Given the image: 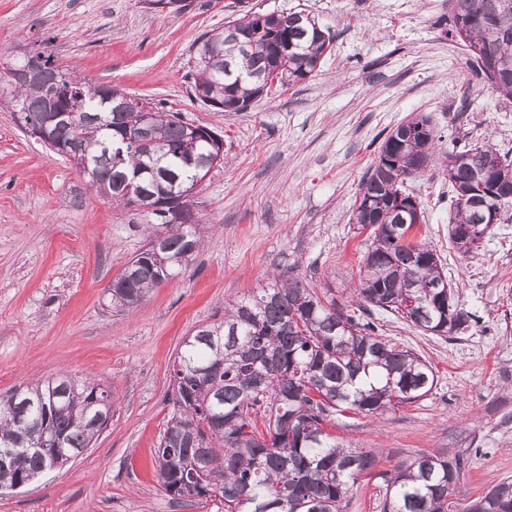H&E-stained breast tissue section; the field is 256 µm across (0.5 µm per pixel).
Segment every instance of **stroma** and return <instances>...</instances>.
Returning a JSON list of instances; mask_svg holds the SVG:
<instances>
[{
  "label": "stroma",
  "instance_id": "stroma-1",
  "mask_svg": "<svg viewBox=\"0 0 512 512\" xmlns=\"http://www.w3.org/2000/svg\"><path fill=\"white\" fill-rule=\"evenodd\" d=\"M230 0L149 10L141 0H0V61L19 48L221 134L224 160L194 197L203 243L173 280L130 310L107 288L145 245L140 217L98 197L63 155L24 133L0 106V395L68 373L112 391V419L92 446L17 491L0 512H224L220 501L174 502L160 488L155 451L169 418L181 342L225 304L291 273L331 285L351 307L367 243L349 218L386 134L430 116L441 141L512 148V101L469 68L448 38V0H243L242 10L310 13L336 37L318 72L244 112L195 100L197 38L232 20ZM467 118L456 122L460 104ZM426 221L411 233L436 250L460 304L479 321L459 339L379 315L382 338L433 366L419 402L378 416H337L332 432L378 451V470L417 451L469 453L459 492L512 481V212L482 247L448 244V181L412 184Z\"/></svg>",
  "mask_w": 512,
  "mask_h": 512
}]
</instances>
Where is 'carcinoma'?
Returning a JSON list of instances; mask_svg holds the SVG:
<instances>
[{
    "label": "carcinoma",
    "mask_w": 512,
    "mask_h": 512,
    "mask_svg": "<svg viewBox=\"0 0 512 512\" xmlns=\"http://www.w3.org/2000/svg\"><path fill=\"white\" fill-rule=\"evenodd\" d=\"M448 38L465 44L471 67L512 100V0H448ZM333 37L302 11H247L192 46L194 96L216 112H242L258 98L302 82L331 52ZM55 105L69 114L48 146L87 152L92 188L148 224L147 244L109 287L112 305L132 308L179 274L201 246L198 212L183 202L180 222L153 207L180 199L213 168V137L195 136L175 112L147 102L120 106V88L71 73L51 54ZM0 96L23 126L40 124L47 82L20 61L3 64ZM140 133L126 143L129 128ZM426 116L384 138L361 182L351 221L370 246L354 289L359 315L297 278L273 276L224 307V318L186 336L173 366V409L159 447L158 483L184 502L220 499L224 512H343L362 474L377 465L371 448H346L326 430L338 411L378 415L416 403L436 385L432 366L377 333L374 311L399 315L439 336L479 321L456 297L440 256L410 231L423 213L406 181L440 169L448 177V240L462 254L481 247L491 212L512 206V152L489 140L452 144L436 156ZM112 397L101 384L69 374L30 383L0 398V485L28 484L91 447L107 427ZM261 411L263 430L249 417ZM469 467L465 453H416L378 473L383 512H512V482L477 498L451 499Z\"/></svg>",
    "instance_id": "obj_1"
}]
</instances>
